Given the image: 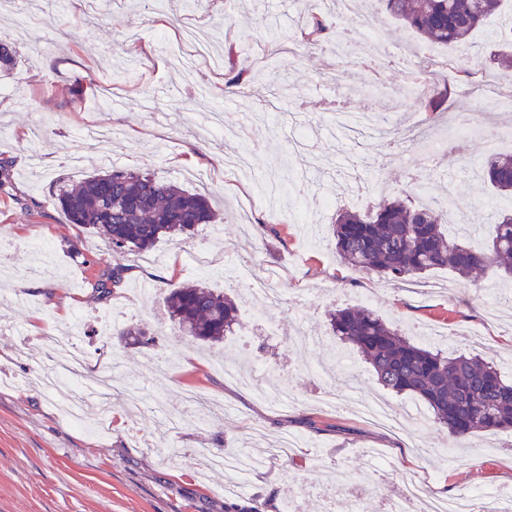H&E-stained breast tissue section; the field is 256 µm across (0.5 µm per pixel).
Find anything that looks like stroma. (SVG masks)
Wrapping results in <instances>:
<instances>
[{
  "instance_id": "obj_1",
  "label": "stroma",
  "mask_w": 512,
  "mask_h": 512,
  "mask_svg": "<svg viewBox=\"0 0 512 512\" xmlns=\"http://www.w3.org/2000/svg\"><path fill=\"white\" fill-rule=\"evenodd\" d=\"M311 2L233 0L228 10L223 0H165L162 27L148 22L143 0H28L23 29L0 9V40L18 58L12 74H0V164L9 172L0 185V315L16 325L0 334V512H323V497L342 502L355 492L362 512H387L411 480L438 498L512 488V434L489 433L462 448L431 416L405 420L412 398L383 392L359 356L341 364L343 348L327 322L328 311L363 304L414 342L479 355L512 378V306L502 294L512 279L500 269L474 283L445 269L384 279L342 264L330 230L337 210L364 209L357 189L379 183L405 196L418 175L432 194L454 187L448 224L469 227L472 248L487 247L491 214L479 200L493 193L469 171L485 159V142L459 132L454 117L481 112L506 127L512 100L451 86L432 122L453 143L450 170H431L413 151L384 167L370 160L383 136L416 111L409 74L419 52L433 51L438 72L452 65L498 73L500 21L474 32V52L461 56L378 11L384 47L399 60L380 65L382 94L372 97L364 92L375 77L366 64L377 56L353 16L339 26L349 38L343 55L328 44L283 54L238 94H225L226 74L247 65L269 29L293 41ZM52 16L59 25H48ZM337 112L364 116L342 142ZM246 147L252 170L225 176V155ZM107 156L113 166L210 192L221 208L217 223L139 253L113 250L104 236L68 223L56 203L59 185L94 173ZM234 260L283 297L262 320L250 319L256 300L224 273ZM118 266L126 270L122 287L108 299L93 297L96 280ZM198 280L239 304L223 350L180 335L167 318L168 291ZM75 310L88 320L87 367L73 387L46 390L35 374L52 355L50 337L68 333ZM104 311L116 327L149 329L152 342L100 338ZM244 339L263 368L255 389L216 365L221 357L240 362ZM103 358L114 375L112 418L93 434L73 424L65 406L72 390L96 386ZM315 364L332 374L334 404L317 399L323 383ZM129 383L142 389L139 408L123 399ZM283 385L291 402L264 399ZM189 390L201 405L186 404ZM359 395L384 401L399 424L363 418L353 409ZM288 437L297 448L279 453ZM243 449L264 457L247 478L208 468V457Z\"/></svg>"
}]
</instances>
